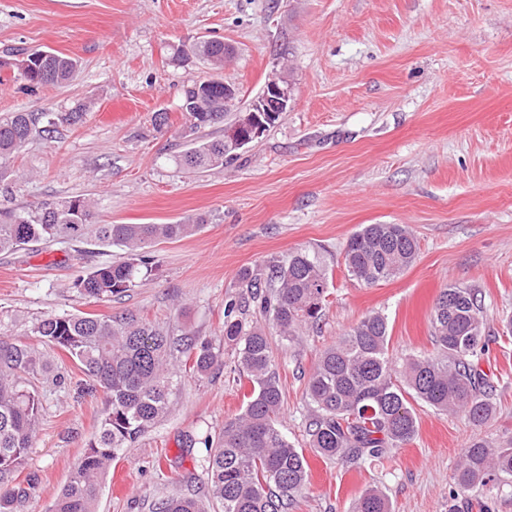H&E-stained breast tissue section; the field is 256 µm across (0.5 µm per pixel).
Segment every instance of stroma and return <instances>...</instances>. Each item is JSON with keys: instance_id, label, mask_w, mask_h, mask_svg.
Here are the masks:
<instances>
[{"instance_id": "1", "label": "stroma", "mask_w": 512, "mask_h": 512, "mask_svg": "<svg viewBox=\"0 0 512 512\" xmlns=\"http://www.w3.org/2000/svg\"><path fill=\"white\" fill-rule=\"evenodd\" d=\"M203 40L227 48L221 76L235 96L222 123L193 135L182 90L211 74L190 52ZM36 51L75 58L74 77L29 88L14 63ZM276 75L291 99L273 126L224 164L176 169L173 155L193 138L223 137ZM75 109L78 121L49 126ZM13 112L38 121L0 165V209L82 196L102 224L203 227L149 248L152 274L112 300L72 283L122 259L121 247L90 236L0 252V340L50 363L35 379L43 410L7 485L10 512H49L107 408L103 390L33 333L38 320L130 311L174 338L216 342L240 273L298 250L319 256L329 282L322 317L300 341L271 338L280 421L310 467L289 512H350L374 486L397 512H467L450 496L462 449L512 435V338L501 333L512 315V0H0V117ZM159 112L167 125L156 126ZM363 224L408 225L415 263L375 286L349 277L343 248ZM451 284L480 291L497 338L481 363L495 416L478 430L419 403L417 436L390 459L343 464L308 449L306 386L321 351L379 311L394 359L436 353L431 313ZM238 377L231 350L204 375L176 365L167 416L113 461L98 512H151L181 494L215 512L193 441L242 413Z\"/></svg>"}]
</instances>
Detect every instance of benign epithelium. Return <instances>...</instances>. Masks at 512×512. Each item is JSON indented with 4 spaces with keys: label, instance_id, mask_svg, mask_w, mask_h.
I'll use <instances>...</instances> for the list:
<instances>
[{
    "label": "benign epithelium",
    "instance_id": "obj_1",
    "mask_svg": "<svg viewBox=\"0 0 512 512\" xmlns=\"http://www.w3.org/2000/svg\"><path fill=\"white\" fill-rule=\"evenodd\" d=\"M290 88L282 80L271 79L246 113L233 124L224 127V148H240L262 135L268 128L260 117L262 113L280 116L288 108Z\"/></svg>",
    "mask_w": 512,
    "mask_h": 512
}]
</instances>
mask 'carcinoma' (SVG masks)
I'll list each match as a JSON object with an SVG mask.
<instances>
[{
	"instance_id": "obj_1",
	"label": "carcinoma",
	"mask_w": 512,
	"mask_h": 512,
	"mask_svg": "<svg viewBox=\"0 0 512 512\" xmlns=\"http://www.w3.org/2000/svg\"><path fill=\"white\" fill-rule=\"evenodd\" d=\"M195 51L209 62L224 60V43L207 40ZM76 67L65 55L50 53L44 63L19 73L28 86L67 82ZM190 130L224 120V84L190 81L184 102ZM35 123L28 112L0 119V161L26 142ZM237 150L224 140H199L175 159L185 170L224 164ZM95 228L97 238L123 247L121 260L74 280L72 288L93 299L112 298L135 287L153 272L146 249L157 242L190 236L200 224L93 225L89 200L72 197L42 201L29 210L0 214V252L30 243L77 240ZM417 240L404 224H363L343 249L351 277L371 286L410 267ZM247 294L224 305V346L238 355L249 384L244 410L224 426L218 439H200L206 452L208 499L222 512H288V505L309 484L303 449L280 428L283 395L274 371L269 336L243 318L254 308L293 342L314 324L326 298L327 268L307 252H296L268 266L266 277L240 275ZM437 353L412 355L396 369L388 355L389 322L385 314L366 315L325 348L307 383L310 404L305 430L309 447L325 459L343 463L380 459L403 448L418 434L412 402L445 413L461 414L476 427L492 418L493 385L480 368L489 349L481 317V299L472 288L443 289L431 314ZM33 332L50 349H60L108 395L97 440L89 447L51 512H96L102 479L124 448L162 419L169 410L175 353L188 354L192 369L207 372L221 352L208 339L178 347L161 329L130 313L121 317L94 314L49 315ZM37 365L36 351L22 342L0 341V481L16 470L31 447L41 417L38 391L28 376ZM453 496L479 492L480 512L506 486H512V436L493 442L476 438L464 449L453 476ZM152 512H202L196 499L176 496L152 506ZM352 512H394L384 491L365 490Z\"/></svg>"
}]
</instances>
